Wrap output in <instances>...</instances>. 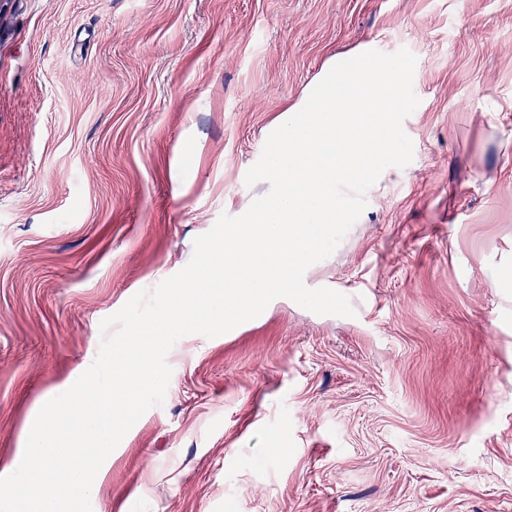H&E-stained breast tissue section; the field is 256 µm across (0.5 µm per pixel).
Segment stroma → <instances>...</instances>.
<instances>
[{
	"label": "stroma",
	"instance_id": "stroma-1",
	"mask_svg": "<svg viewBox=\"0 0 512 512\" xmlns=\"http://www.w3.org/2000/svg\"><path fill=\"white\" fill-rule=\"evenodd\" d=\"M402 48L413 160L304 274L355 317L278 298L184 343L92 508L512 512V0H7L1 462L101 321L268 191L245 177L288 108Z\"/></svg>",
	"mask_w": 512,
	"mask_h": 512
}]
</instances>
